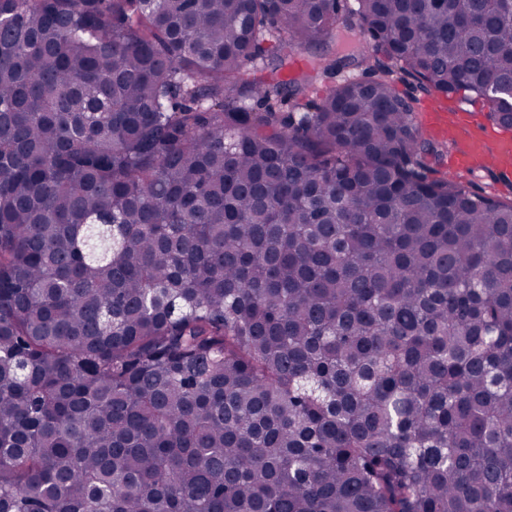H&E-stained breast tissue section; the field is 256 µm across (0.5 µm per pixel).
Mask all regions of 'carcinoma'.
<instances>
[{"label":"carcinoma","instance_id":"obj_1","mask_svg":"<svg viewBox=\"0 0 512 512\" xmlns=\"http://www.w3.org/2000/svg\"><path fill=\"white\" fill-rule=\"evenodd\" d=\"M401 85L511 129L512 0H0V512H512V183Z\"/></svg>","mask_w":512,"mask_h":512}]
</instances>
